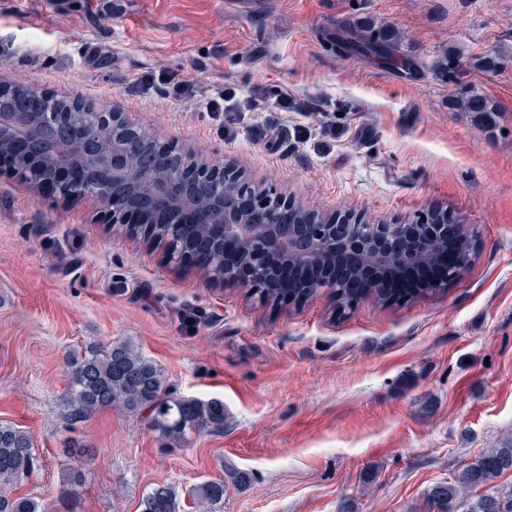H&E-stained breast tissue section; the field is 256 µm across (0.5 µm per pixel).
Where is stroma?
Returning a JSON list of instances; mask_svg holds the SVG:
<instances>
[{
	"mask_svg": "<svg viewBox=\"0 0 512 512\" xmlns=\"http://www.w3.org/2000/svg\"><path fill=\"white\" fill-rule=\"evenodd\" d=\"M0 0V81L71 94L310 210L392 224L445 210L477 254L434 294L270 306L0 170V422L30 432L16 487L47 512H140L153 487L244 476L212 512H429L427 488L512 440V0ZM402 33L410 72L336 46ZM505 54L439 76L449 47ZM493 123L448 106L458 85ZM128 339L224 429L162 447L118 407L73 419L66 356ZM82 443L91 459L69 457ZM81 469L68 494L62 472Z\"/></svg>",
	"mask_w": 512,
	"mask_h": 512,
	"instance_id": "1",
	"label": "stroma"
}]
</instances>
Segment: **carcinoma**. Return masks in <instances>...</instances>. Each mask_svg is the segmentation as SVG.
I'll list each match as a JSON object with an SVG mask.
<instances>
[{
    "label": "carcinoma",
    "instance_id": "1",
    "mask_svg": "<svg viewBox=\"0 0 512 512\" xmlns=\"http://www.w3.org/2000/svg\"><path fill=\"white\" fill-rule=\"evenodd\" d=\"M336 44L352 54L373 53L390 61L399 54V35L384 26L365 24L345 29L336 36ZM451 106L470 112L485 121L499 112L495 100L471 90H463L451 100ZM18 112L23 118L43 121L50 138L66 136L82 153L90 149L105 150L112 145V131L99 127L93 106L79 98L43 94L40 90L20 84L0 85V112ZM162 143L147 130L126 146L131 176L140 178L153 171ZM15 164L37 174L48 171L47 164L31 155L18 154ZM180 215L169 212L166 221L156 224L151 234L168 240L169 259L179 261L191 242L174 228ZM446 220L443 212H430L414 217L408 229L409 240L419 243L426 237L427 224ZM213 281L224 280V250L216 248L202 268ZM70 367L69 399L71 416L86 419L106 407H119L141 415L165 444L178 443L188 432L220 431L224 428V403L178 397L166 384L161 366L145 356L130 341L119 340L106 345L94 344L74 351L67 360ZM37 456L29 433L13 424L0 423V512H46L36 499L10 496L1 490L14 486L30 475ZM512 470V444L491 448L475 458L448 484H440L428 492V504L437 512H457V497L469 489L491 484L503 472ZM224 476L197 484L189 490L194 507L206 512L224 499ZM186 503L173 484L154 487L142 499L141 512H185ZM468 512H512V490L498 495L479 496Z\"/></svg>",
    "mask_w": 512,
    "mask_h": 512
}]
</instances>
